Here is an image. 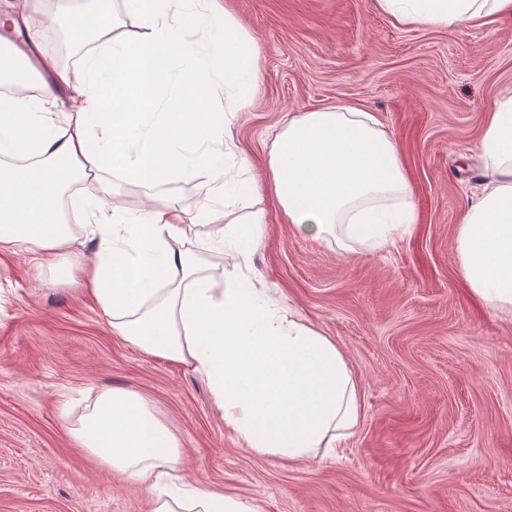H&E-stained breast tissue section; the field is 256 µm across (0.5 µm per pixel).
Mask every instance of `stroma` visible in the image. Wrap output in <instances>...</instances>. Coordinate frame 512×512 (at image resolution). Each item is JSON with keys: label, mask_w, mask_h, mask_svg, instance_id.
<instances>
[{"label": "stroma", "mask_w": 512, "mask_h": 512, "mask_svg": "<svg viewBox=\"0 0 512 512\" xmlns=\"http://www.w3.org/2000/svg\"><path fill=\"white\" fill-rule=\"evenodd\" d=\"M252 39L257 93L226 126V164L258 195L228 205L234 229L263 213L241 280L342 350L361 416L332 455L258 458L225 426L191 365L113 334L67 280L93 257L81 228L93 180L64 196L78 239L61 253L0 254V512H154L145 483L80 448L77 427L105 387L142 396L177 436L175 473L261 512H512V319L459 273L455 240L483 177L475 146L512 90V16L482 26H403L377 0H221ZM375 115L397 143L415 208L408 231L340 250L290 224L266 178L288 115L336 103ZM128 212L177 200L200 274L227 263L198 213L203 169L157 185L115 181Z\"/></svg>", "instance_id": "35a3bbf8"}]
</instances>
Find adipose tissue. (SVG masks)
I'll return each instance as SVG.
<instances>
[{"mask_svg": "<svg viewBox=\"0 0 512 512\" xmlns=\"http://www.w3.org/2000/svg\"><path fill=\"white\" fill-rule=\"evenodd\" d=\"M124 0L138 31L109 33L106 10L60 18L71 40L102 35L75 71L60 67L28 32L24 0H5L0 35V251L66 249L65 188L108 171L122 181L161 184L202 166L224 199L248 193L224 174V116L209 96L249 103L255 70L248 33L219 0ZM403 25L453 28L512 15V0H377ZM183 59L178 78L167 62ZM66 111H58L59 101ZM476 151L481 189L457 236L460 272L473 295L512 312V93L496 101ZM268 170L289 223L313 237L380 246L414 221L399 151L370 113L336 104L289 118L269 152ZM85 220L91 263H71L118 335L146 354L193 364L243 446L260 456L300 459L334 451L336 433L357 425V385L339 347L316 329L273 313L234 273L200 278L181 248V210L158 198L140 216L115 201L111 182ZM73 434L113 472L147 480L177 463L176 436L138 394L105 388Z\"/></svg>", "mask_w": 512, "mask_h": 512, "instance_id": "ef3b65f1", "label": "adipose tissue"}]
</instances>
